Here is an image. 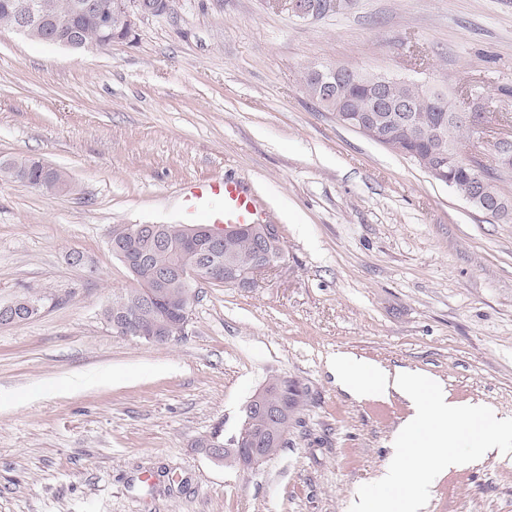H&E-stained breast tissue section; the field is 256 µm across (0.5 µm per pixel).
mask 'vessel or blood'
Listing matches in <instances>:
<instances>
[{
    "mask_svg": "<svg viewBox=\"0 0 512 512\" xmlns=\"http://www.w3.org/2000/svg\"><path fill=\"white\" fill-rule=\"evenodd\" d=\"M185 214L190 224L199 215L209 224H252L258 218L250 191L228 178L191 182L185 190Z\"/></svg>",
    "mask_w": 512,
    "mask_h": 512,
    "instance_id": "b4317fda",
    "label": "vessel or blood"
}]
</instances>
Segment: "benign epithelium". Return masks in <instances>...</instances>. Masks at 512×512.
<instances>
[{
	"label": "benign epithelium",
	"mask_w": 512,
	"mask_h": 512,
	"mask_svg": "<svg viewBox=\"0 0 512 512\" xmlns=\"http://www.w3.org/2000/svg\"><path fill=\"white\" fill-rule=\"evenodd\" d=\"M72 15L70 27L65 31H57L51 36L42 38V42L73 48L80 41V20L89 13H96L99 16L98 35L95 43L97 47H105L115 41V35L124 34L128 40L135 36L140 21L158 14H165L170 11L169 0H109L101 7L92 0H73L69 4ZM48 18L38 13L37 6L32 0H18L14 8V23L12 29L25 37L30 36L39 27L46 25ZM321 86L324 94L336 93V88L346 79L349 69L345 67L320 68ZM372 86V97L374 111H388V101L385 96L383 82L370 77ZM428 87L433 92L436 104L440 109L448 110V118L463 122L469 130L470 137L467 146L459 150L455 147L448 149V161L433 165L420 156H415L430 176L440 182H448V169L456 166H467L471 172V178L481 183L484 180L483 163L477 154V147L483 142L486 124L483 118L476 112H469L458 108L453 104L446 103V99L437 89L436 85L430 83ZM341 122L368 137L379 139L386 136L385 130L380 124L381 118L376 114L362 115L346 108L340 116ZM470 204H478L477 210L483 213L502 214L512 210L505 202L496 198L490 199L479 194L467 199ZM249 232L257 238L259 247L253 261L247 266L239 265L234 257L227 253L222 254L224 242L237 237L241 231ZM160 231L158 224H125L118 227L112 234L111 247L120 249L128 237H136L140 234L150 233L157 235ZM185 239L190 242H201L206 247V253L213 256L214 260L200 259L193 261L174 272H166L160 275L155 283L153 291L149 293L150 299L162 298L163 288L167 287L172 280L181 282L183 288L190 289L200 281L225 283L237 288H252L255 286L257 277L268 269L280 265L283 258V246L278 229L259 219L256 223L245 226L243 224H187L184 231ZM192 297L180 305L177 313L181 317L179 321H171L164 317L158 322L143 327L138 320L127 315L122 318L109 320L112 329L119 335L128 333L133 328L139 334L148 337L155 344H164L170 341L173 334L181 335L186 332L190 320V308ZM25 306L30 311V316H35L39 305L24 299H16L8 304L0 306V325H16L24 322V318L16 314L19 306ZM280 389L268 385L260 387L251 397L250 405L257 407L269 416L281 418L288 414L286 405L278 400ZM261 440L248 435L243 431L239 437L234 439L232 445H223L215 439H208L204 446L208 455L215 461L228 462L236 468L247 471L254 468L262 458Z\"/></svg>",
	"instance_id": "7a95c632"
}]
</instances>
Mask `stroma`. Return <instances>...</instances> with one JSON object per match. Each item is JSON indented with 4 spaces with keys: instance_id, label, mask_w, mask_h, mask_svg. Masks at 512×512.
Instances as JSON below:
<instances>
[{
    "instance_id": "35a3bbf8",
    "label": "stroma",
    "mask_w": 512,
    "mask_h": 512,
    "mask_svg": "<svg viewBox=\"0 0 512 512\" xmlns=\"http://www.w3.org/2000/svg\"><path fill=\"white\" fill-rule=\"evenodd\" d=\"M336 65L480 97L488 167L512 138V0H344L308 19L286 0H175L91 50L0 28V161L74 185L0 180V304L45 298L0 326V512H349L412 409L346 391L339 353L512 417V222L318 108L303 75ZM206 177L248 185L283 263L247 290L197 284L182 340L116 334L103 310L136 282L113 230L182 223V185ZM273 375L309 389L286 447L248 471L212 460L203 441L238 437ZM423 512H512V458L444 475ZM21 297L23 299H20V300L16 299L8 304H4L1 306V308H0V325L1 326L2 325H16V324L22 323L26 320L25 318H22V317L26 316L25 312H22V315H25V316H21V317H19L15 313L17 307H19L21 305H24L25 307L28 308V310L30 311L29 317L38 316L36 312H38L39 305L29 302L28 300L37 301V302L41 303V305H42L41 309H43L45 299H44V297L39 295L37 292L30 291V292H27L26 294H23ZM24 298L28 299V300H24Z\"/></svg>"
}]
</instances>
